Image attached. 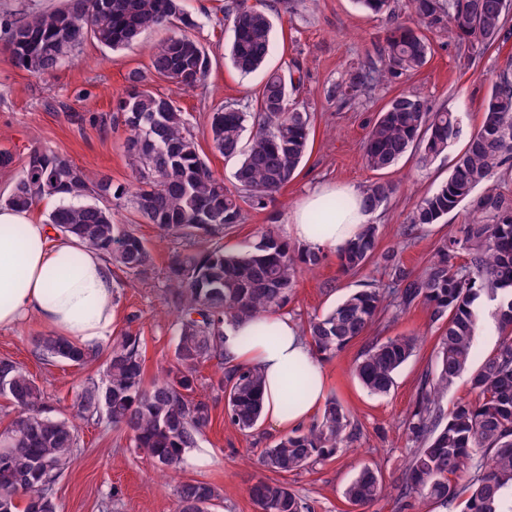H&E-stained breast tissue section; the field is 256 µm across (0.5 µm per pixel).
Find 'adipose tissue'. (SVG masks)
<instances>
[{
  "label": "adipose tissue",
  "instance_id": "1",
  "mask_svg": "<svg viewBox=\"0 0 512 512\" xmlns=\"http://www.w3.org/2000/svg\"><path fill=\"white\" fill-rule=\"evenodd\" d=\"M338 190L322 185L301 200L291 213L288 243L338 252L355 240L372 217L356 187L339 190L350 200L351 209L324 215L318 229L308 222L322 198ZM114 301L112 266L101 252L77 237L56 233L32 210L0 207V329L33 318L56 335L91 346L110 334ZM260 329L271 331L272 339L256 338ZM224 355L232 364L263 374L262 415L277 431L289 433L308 426L326 401L325 370L288 316L271 313L225 325ZM301 365L308 370L307 388L292 412H283Z\"/></svg>",
  "mask_w": 512,
  "mask_h": 512
}]
</instances>
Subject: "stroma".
<instances>
[{
	"label": "stroma",
	"mask_w": 512,
	"mask_h": 512,
	"mask_svg": "<svg viewBox=\"0 0 512 512\" xmlns=\"http://www.w3.org/2000/svg\"><path fill=\"white\" fill-rule=\"evenodd\" d=\"M65 0H0V152L14 157L12 168L0 169V202L10 194L30 149L47 148L93 175L110 178L113 186L133 180L123 144L129 131L112 123L116 98L127 87L131 71H148L150 56L166 32L144 33L130 46L113 51L93 37L84 36L72 54L52 72L35 76L18 67L8 50L9 24L29 20L63 6ZM273 22L269 67L300 69L303 81L293 102L311 115L310 145L295 177L265 208L245 207L243 219L224 234L225 249L242 251L263 231L286 235L295 205L315 186L351 185L364 188L382 178L395 184L392 198L374 212L380 227L378 250L392 253L413 274L430 264L435 249L451 228L466 223L472 202L463 203L439 224L408 231V216L415 204L432 193L451 174L469 137L481 126L484 102L493 82L512 69V28L480 57H471L466 42L435 27L424 28L431 44L427 64L411 76L383 83L373 90L342 101L333 96L351 66L377 59L391 26L387 15L364 11L355 0H260ZM225 0H185L196 21L193 34L207 48L212 65L203 85L178 88L166 79L151 78L158 94L181 107L201 154L216 174L230 177L234 164L214 151L208 139V116L228 101L250 103L261 72L242 75L228 55L232 32L216 23L224 15ZM417 92L433 108L458 113L460 132L448 151L431 161L405 155L393 168L378 173L361 159L367 123L394 96ZM119 223L132 225L150 249L153 270L142 278L115 272L116 306L113 335L126 332L140 338L145 382L159 379L174 363L177 313L168 304L165 270L179 242L162 237L155 225L140 218L131 206L118 208ZM388 287L381 267L368 264L343 272L336 252L328 251L320 268L302 273L282 314L300 329L316 316L367 285ZM38 323L22 329H0V357H6L32 377L47 394L45 416L71 417L80 383L101 377L102 363L84 367L45 361L34 352L33 338L45 334ZM418 333L423 344L401 367L391 391L369 394L353 369L360 354L372 343L390 336ZM439 339L437 324L427 307L417 303L404 310L387 307L364 336L343 351L323 359L329 378V397L348 410L355 439L350 447L312 468L283 475L309 506L310 512H353L343 490L363 467L378 470L383 479L381 497L368 512H417L413 498L402 496L404 473L416 444L405 426L414 409L422 382L435 366ZM217 376L214 363L198 370L196 397L208 400L211 422L196 448L187 451L180 477L210 482L222 491L212 512H257L248 489L265 471L258 456L278 441L280 432L267 422L243 433L225 414L224 400L210 388ZM58 512H175L172 487L152 459L131 448L126 435L107 419L79 422L78 445L71 462L57 480Z\"/></svg>",
	"instance_id": "stroma-1"
}]
</instances>
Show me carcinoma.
<instances>
[{
	"instance_id": "cac0c4a2",
	"label": "carcinoma",
	"mask_w": 512,
	"mask_h": 512,
	"mask_svg": "<svg viewBox=\"0 0 512 512\" xmlns=\"http://www.w3.org/2000/svg\"><path fill=\"white\" fill-rule=\"evenodd\" d=\"M365 11L393 14L391 0H357ZM409 15L396 20L379 53L380 66L354 67L336 84L333 94L349 100L373 79L382 82L408 76L422 68L431 54L422 23L447 27L480 56L506 30L512 0H408ZM224 23L232 31L229 59L243 74L265 66L271 49L272 24L266 12L249 0H230ZM166 27L170 35L154 49L150 71L184 88L206 78L211 58L190 34L195 21L182 0H67V5L25 22L10 25L9 49L15 62L41 76L68 58L86 34L118 50L143 33ZM294 74L269 70L255 94V107L227 103L215 109L208 123L214 150L236 160L232 187L202 157L185 113L176 101L148 89L145 76L134 71L115 103L116 118L131 130L124 143L135 175L130 187L112 188L106 179L87 172L46 148H34L4 204L27 209L49 198L59 200L48 221L64 235H74L104 254L113 266L142 275L152 266L144 241L129 224L114 222L112 206L125 200L168 237L200 250L176 254L166 271L178 337L175 364L165 377L144 382L139 337L116 336L101 346H80L61 336H39V355L84 366L106 357L101 381L92 378L78 390L77 409L70 419L43 415L45 392L15 362L0 358V396L16 409L9 427L0 431V512H57L56 481L77 445L79 420L106 416L127 433L129 444L165 472H176L190 448L209 425L210 405L192 394L198 369L214 361L218 378L212 390L224 396L229 422L251 432L261 420L262 376L254 368L226 364L224 323L256 319L284 307L301 272L323 262L314 247L290 246L270 231L243 251H227L220 240L240 223L242 204L263 208L297 173L309 147L310 115L291 103ZM250 142H243L246 124ZM455 112L435 110L418 93L393 97L372 120L362 160L383 171L405 154L421 159L444 153L459 134ZM512 163V79L500 76L485 100L481 127L467 141L452 174L414 207L408 230L438 224L490 182L497 170ZM389 181H374L363 190V204L380 208L393 195ZM95 194L106 204H81ZM379 226L366 225L339 253L341 267L351 271L375 257ZM464 250L469 261L455 263ZM392 288L354 292L332 310L309 322L313 350L333 356L364 335L389 304L403 310L419 301L430 318L442 322L434 371L424 380L420 397L405 425L417 443L406 469L407 497L450 504L467 494L463 512H512V200L490 187L477 201V214L448 234L425 271L413 276L393 256H383ZM496 304L502 336L498 348L475 362L474 337L483 308ZM414 334L388 337L370 345L357 360L354 373L372 395H385L395 375L414 354ZM470 373L474 398L443 413L439 400L455 380ZM348 413L336 399L327 400L320 419L306 430L282 437L262 452L259 464L271 473L288 474L332 457L352 438ZM465 480L458 489L457 480ZM33 490L37 502L20 498ZM383 492L380 473L363 468L345 487L344 497L361 510ZM249 495L260 512H302L299 496L287 483L261 477ZM177 512H211L221 492L211 483L187 479L174 486Z\"/></svg>"
}]
</instances>
